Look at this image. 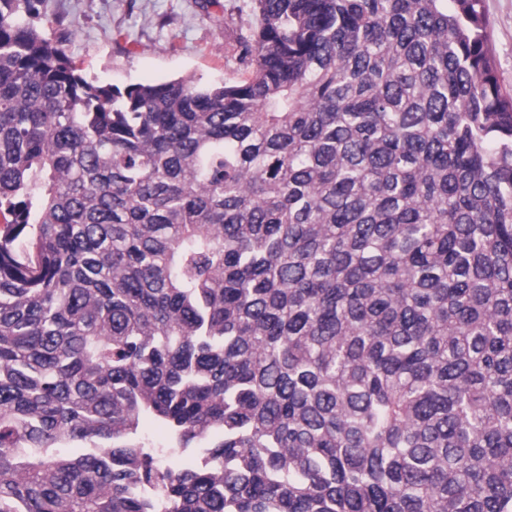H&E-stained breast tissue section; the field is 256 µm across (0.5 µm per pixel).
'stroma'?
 Instances as JSON below:
<instances>
[{"mask_svg":"<svg viewBox=\"0 0 512 512\" xmlns=\"http://www.w3.org/2000/svg\"><path fill=\"white\" fill-rule=\"evenodd\" d=\"M500 81L512 88V0H483ZM251 0H45L41 29L88 80L106 85L242 77Z\"/></svg>","mask_w":512,"mask_h":512,"instance_id":"35a3bbf8","label":"stroma"}]
</instances>
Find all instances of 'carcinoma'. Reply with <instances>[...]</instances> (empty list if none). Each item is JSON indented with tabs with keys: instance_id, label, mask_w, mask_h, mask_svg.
<instances>
[{
	"instance_id": "cac0c4a2",
	"label": "carcinoma",
	"mask_w": 512,
	"mask_h": 512,
	"mask_svg": "<svg viewBox=\"0 0 512 512\" xmlns=\"http://www.w3.org/2000/svg\"><path fill=\"white\" fill-rule=\"evenodd\" d=\"M43 2L0 0V512H512L483 0H252L245 77L122 88Z\"/></svg>"
}]
</instances>
